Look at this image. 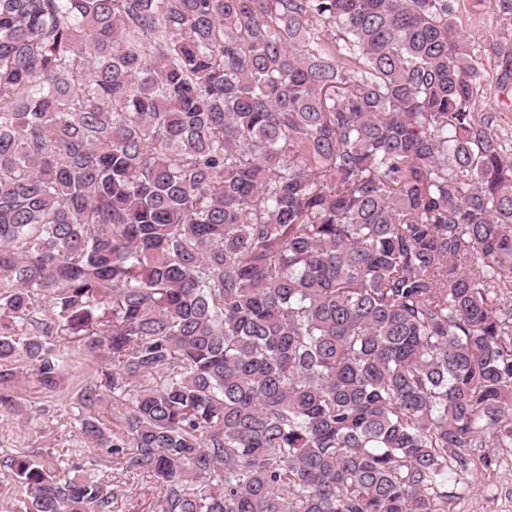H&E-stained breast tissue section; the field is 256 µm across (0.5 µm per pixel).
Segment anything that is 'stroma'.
<instances>
[{"mask_svg":"<svg viewBox=\"0 0 512 512\" xmlns=\"http://www.w3.org/2000/svg\"><path fill=\"white\" fill-rule=\"evenodd\" d=\"M456 27L480 51L481 85L476 108L497 116L504 138L512 139V79L501 82L498 48L512 43V11L499 0H456ZM51 342L68 361L55 391L41 389L34 377L11 384L13 406L0 405V512H24L26 494L10 468L13 457L33 455L56 465L60 474H88L119 492L112 512H152L156 484L146 476L126 475L109 448L93 447L79 435L78 418L90 415L108 428H120L127 413L104 397L93 408L81 404L82 388L104 367L74 336ZM491 464L481 474L463 473L448 487V512H512V448L485 451Z\"/></svg>","mask_w":512,"mask_h":512,"instance_id":"obj_1","label":"stroma"}]
</instances>
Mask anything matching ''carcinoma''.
Returning <instances> with one entry per match:
<instances>
[{
	"mask_svg": "<svg viewBox=\"0 0 512 512\" xmlns=\"http://www.w3.org/2000/svg\"><path fill=\"white\" fill-rule=\"evenodd\" d=\"M454 3L0 0V385L89 338L129 411L81 434L153 512H448L512 448V144Z\"/></svg>",
	"mask_w": 512,
	"mask_h": 512,
	"instance_id": "carcinoma-1",
	"label": "carcinoma"
}]
</instances>
